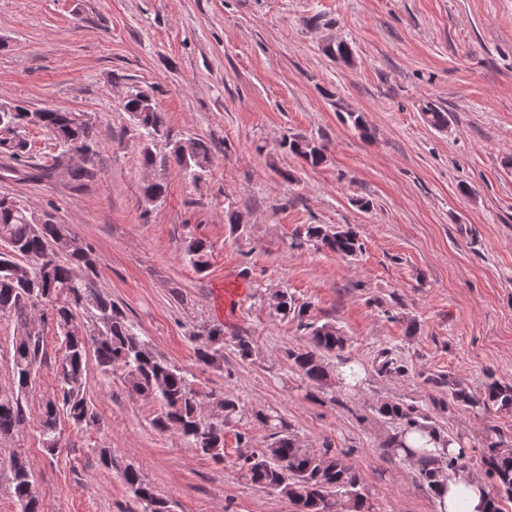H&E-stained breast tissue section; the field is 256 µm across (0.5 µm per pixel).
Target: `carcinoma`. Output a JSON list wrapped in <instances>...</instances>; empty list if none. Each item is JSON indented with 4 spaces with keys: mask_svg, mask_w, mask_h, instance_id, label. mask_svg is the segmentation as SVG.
<instances>
[{
    "mask_svg": "<svg viewBox=\"0 0 512 512\" xmlns=\"http://www.w3.org/2000/svg\"><path fill=\"white\" fill-rule=\"evenodd\" d=\"M329 54L340 63L353 61V49L347 41L329 48ZM148 95L130 94L124 108L143 130L147 140L167 136L166 121L156 104L147 102ZM424 122L436 129L448 127V112L432 102L421 106ZM35 115V125L49 130L61 147V157L73 158L82 153L88 161L67 168L70 180L81 183L93 176L97 155L96 133L91 117L84 112L43 110L32 114L22 105L0 112V121L23 127ZM343 121L363 138L373 136L366 116L356 110H345ZM280 147L301 158L307 165L318 167L325 161V148L302 135L283 139ZM27 142L0 140V153L20 161L25 158ZM210 148L201 139H187L171 144L168 160L177 167L203 169L210 163ZM306 236L320 241L339 256L351 258L362 250L359 235L351 227L310 224ZM0 312L17 319L13 342V387L0 391V437L20 433L35 423L43 448L55 455L60 437L61 418L77 428L99 424V416L85 389L89 349H94L99 368L105 374L120 372L137 395L158 400L161 412L153 419L154 427L166 432L174 429L190 447L211 457L224 460V426L236 419L240 405L229 393L206 395L176 365L158 357L136 331L112 299L96 287L98 257L95 251L72 235L65 225L51 218L37 219L18 202L0 198ZM210 247L202 239H193L184 248L188 264L198 273L206 272ZM270 314L293 316L306 331L309 346L288 350V360L312 384L327 388L343 380L342 374L330 375L324 355L333 354L341 366L350 364L344 355L345 336L335 324L308 318V307L298 305L286 291H276L268 298ZM52 321L61 342L62 356L55 371V390L39 405V414L31 419L24 405L32 381L41 368L45 353V324ZM197 362L214 368L224 366V332L207 331L195 348ZM455 405L484 411L512 413V386L492 380L483 392L474 394L458 385L451 391ZM214 405L221 414L207 417L204 407ZM378 412L400 424L405 431L415 430L442 443L446 448L454 439L437 431L430 416L409 404L384 401ZM256 419L271 429L270 443L254 448L247 434L238 435L239 470L258 487L277 493L293 504L297 512H336L333 504L341 498L348 512H369L361 492L358 471L336 455L329 446L317 453L303 447L288 422L279 415L256 413ZM482 457L485 475L492 479L498 492L512 497V444L505 442L496 428L489 429ZM99 461L107 469L118 467L112 450L96 449ZM466 449L454 455L428 458L419 470L422 481L434 488L441 478L465 469ZM120 468V467H118ZM11 493L19 512H43L26 460L18 455L10 458ZM119 475L136 504L133 512H171L168 500L147 483L139 470L127 464Z\"/></svg>",
    "mask_w": 512,
    "mask_h": 512,
    "instance_id": "1",
    "label": "carcinoma"
}]
</instances>
